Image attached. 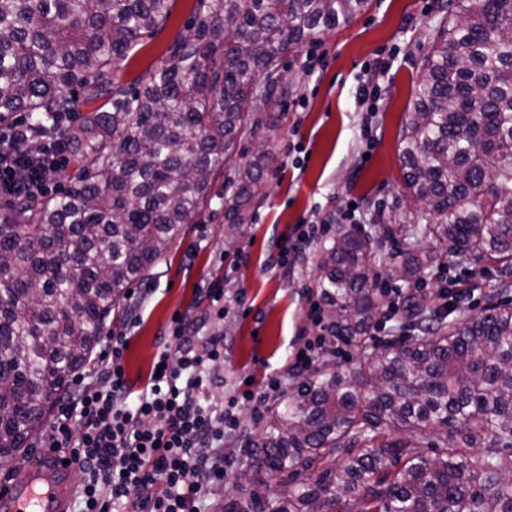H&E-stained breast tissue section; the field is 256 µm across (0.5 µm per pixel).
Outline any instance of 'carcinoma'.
I'll return each mask as SVG.
<instances>
[{
  "instance_id": "carcinoma-1",
  "label": "carcinoma",
  "mask_w": 512,
  "mask_h": 512,
  "mask_svg": "<svg viewBox=\"0 0 512 512\" xmlns=\"http://www.w3.org/2000/svg\"><path fill=\"white\" fill-rule=\"evenodd\" d=\"M369 0H199L194 32L138 87L112 79L171 0H0V121L29 118L30 151L57 138L70 187L0 209V462L22 456L128 288L211 204L251 107L282 96V55L349 23ZM104 100L84 115L60 95ZM409 209L372 231L339 229L317 287L331 338L363 346L383 296L370 282L381 238L391 269L437 261L418 241L512 270V0H448L401 135ZM265 153L224 198L244 220ZM419 334L388 341L353 375L316 369L251 443L250 483L288 475L273 499L241 487L224 512H512V304L461 317L410 305ZM432 432L428 455L417 438Z\"/></svg>"
}]
</instances>
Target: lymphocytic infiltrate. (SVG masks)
<instances>
[{"label":"lymphocytic infiltrate","mask_w":512,"mask_h":512,"mask_svg":"<svg viewBox=\"0 0 512 512\" xmlns=\"http://www.w3.org/2000/svg\"><path fill=\"white\" fill-rule=\"evenodd\" d=\"M24 120L0 126V193L14 198L46 194L49 174L66 158L55 141L36 154L27 171ZM307 340L286 372L270 377L261 393L245 391L228 406L210 403L224 363V339L203 335V323L175 312L160 338L155 374L141 389L123 365L129 339L113 337L85 380L64 398L60 414L44 430L42 447L65 449L84 474L77 512H206L209 483L229 477L224 452L234 408L277 400L289 378L303 377L322 356L330 327L320 302L309 299Z\"/></svg>","instance_id":"lymphocytic-infiltrate-1"}]
</instances>
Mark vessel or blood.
Returning a JSON list of instances; mask_svg holds the SVG:
<instances>
[{"mask_svg": "<svg viewBox=\"0 0 512 512\" xmlns=\"http://www.w3.org/2000/svg\"><path fill=\"white\" fill-rule=\"evenodd\" d=\"M80 486L73 464L55 455L50 466L35 473L30 482L0 489V512H69Z\"/></svg>", "mask_w": 512, "mask_h": 512, "instance_id": "b4317fda", "label": "vessel or blood"}]
</instances>
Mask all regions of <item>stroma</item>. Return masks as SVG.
I'll return each mask as SVG.
<instances>
[{
  "label": "stroma",
  "mask_w": 512,
  "mask_h": 512,
  "mask_svg": "<svg viewBox=\"0 0 512 512\" xmlns=\"http://www.w3.org/2000/svg\"><path fill=\"white\" fill-rule=\"evenodd\" d=\"M445 0H371L369 8L316 42H303L283 57L278 83L287 92L281 107L256 103L252 115L263 123L261 137L243 134L215 179L210 206L188 225L183 239L150 272L151 292L136 327L129 329L126 376L135 387L145 383L159 351V336L175 312L206 319L205 333L224 338V384L214 388L215 401L235 390H261L268 377L284 372L302 346L306 293L314 289L323 245L336 225L306 246L289 274L274 268L281 240H295L302 220L325 219L346 198L359 202L354 225L366 229L377 215L402 206L400 131L419 75L421 57L441 19ZM198 0H172L167 21L129 54L117 75L129 84L145 76L165 57L170 45L192 30ZM315 49L322 63L316 71L304 65ZM386 61L377 73L380 109L366 117L358 99L362 63ZM371 121L372 141L361 134ZM265 148L268 162L261 189L247 206L244 223L224 218V185L239 164ZM367 161H360V154ZM422 248L438 252V261L419 279H379V287L401 297L412 296L438 308L441 288H468L458 315L480 314L488 306L512 302V288L501 285L493 266L445 254L440 242L423 240ZM222 283L224 314L216 316L201 293L208 283ZM269 414L240 408L238 432L225 451L234 460L232 475L209 487L212 505L222 504L251 474L248 448Z\"/></svg>",
  "instance_id": "stroma-1"
}]
</instances>
